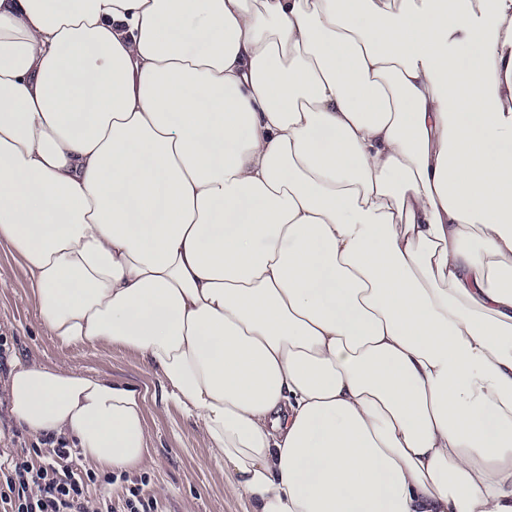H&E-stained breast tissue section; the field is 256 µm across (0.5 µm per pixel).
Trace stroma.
I'll list each match as a JSON object with an SVG mask.
<instances>
[{
  "instance_id": "obj_1",
  "label": "stroma",
  "mask_w": 512,
  "mask_h": 512,
  "mask_svg": "<svg viewBox=\"0 0 512 512\" xmlns=\"http://www.w3.org/2000/svg\"><path fill=\"white\" fill-rule=\"evenodd\" d=\"M0 453L13 454L30 446L32 438L14 421L6 397V381L14 362L64 364L73 370L102 375L136 386L158 389L159 379L141 356L121 347L78 344L65 346L37 320L19 260L0 244ZM150 453L129 479L145 478V490L161 512H250L246 500L228 490L223 464L210 460L203 432L175 407L149 401L146 411Z\"/></svg>"
}]
</instances>
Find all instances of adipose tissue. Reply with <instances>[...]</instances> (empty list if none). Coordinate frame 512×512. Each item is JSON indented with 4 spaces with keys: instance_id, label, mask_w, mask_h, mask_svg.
<instances>
[{
    "instance_id": "ef3b65f1",
    "label": "adipose tissue",
    "mask_w": 512,
    "mask_h": 512,
    "mask_svg": "<svg viewBox=\"0 0 512 512\" xmlns=\"http://www.w3.org/2000/svg\"><path fill=\"white\" fill-rule=\"evenodd\" d=\"M0 242L253 512H512V0H0ZM6 390L145 461L149 389Z\"/></svg>"
}]
</instances>
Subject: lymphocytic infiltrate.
I'll list each match as a JSON object with an SVG mask.
<instances>
[{
	"label": "lymphocytic infiltrate",
	"instance_id": "lymphocytic-infiltrate-1",
	"mask_svg": "<svg viewBox=\"0 0 512 512\" xmlns=\"http://www.w3.org/2000/svg\"><path fill=\"white\" fill-rule=\"evenodd\" d=\"M71 450L57 441L40 460L19 454L0 464V512H158L156 498L141 485L127 486L118 500L90 502L88 488L97 482L114 483L115 474L69 466Z\"/></svg>",
	"mask_w": 512,
	"mask_h": 512
}]
</instances>
